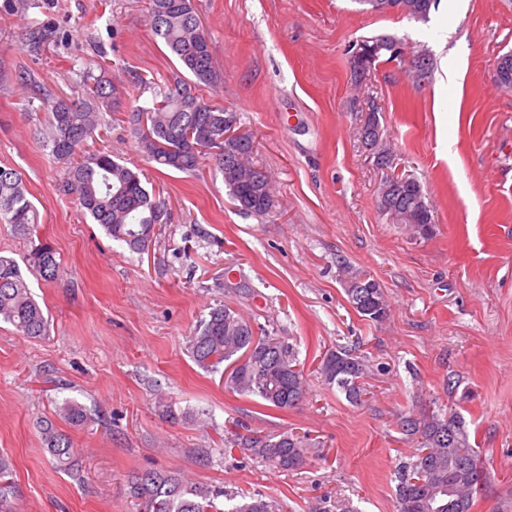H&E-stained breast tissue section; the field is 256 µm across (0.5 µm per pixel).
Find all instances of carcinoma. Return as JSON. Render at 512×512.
Wrapping results in <instances>:
<instances>
[{
  "label": "carcinoma",
  "instance_id": "carcinoma-1",
  "mask_svg": "<svg viewBox=\"0 0 512 512\" xmlns=\"http://www.w3.org/2000/svg\"><path fill=\"white\" fill-rule=\"evenodd\" d=\"M365 10L397 12L416 22H427L428 0H358ZM145 22L175 56L178 67L169 76L146 78L131 75L126 82L109 81L86 69L81 98L71 100L50 91L42 93L48 112L46 147L52 157L67 164L63 191L75 197L82 215L100 225L112 240L135 253L147 250L155 226L167 222L166 199L149 192L145 174L139 168L119 163L109 150L87 149L100 124L102 111L117 112L121 98L141 97L139 90L151 91L146 105L126 113L123 122L147 160L166 170L196 171L210 160L223 178L230 197L240 211L270 217L276 205L265 175L254 168V140L244 133L228 144L224 118L238 122L237 113L203 98L198 84L216 79L209 42L201 28L192 0H149ZM148 117L142 125L141 115ZM385 215L394 224L414 220L411 231L421 237L432 233L434 218L426 194L417 181L403 185L393 196ZM0 224L27 243L23 259L27 269L45 280L59 274L53 247L37 235L36 209L27 195L18 171L0 166ZM345 293L351 306L373 322L384 320L389 305L379 284L370 276L340 267ZM8 323L28 338L49 332L48 318L32 296L20 265L0 256V323ZM254 347L250 361L233 370L224 387L241 396H254L262 405L278 410L295 407L305 398L303 367L296 346L269 333H256L242 314L219 304L198 321L188 337V350L195 363L208 372L235 360L240 351ZM317 373L328 385L336 386L346 399L364 395L361 379L368 376L367 356L354 349L338 347L322 356ZM55 415L77 427L92 420V409L66 399L56 406ZM401 429L417 443L414 459L397 472L396 499L399 512H450L448 503L463 499L471 512L474 494L485 475L480 456L470 443L465 418L454 410L411 413L401 418ZM44 447L58 466L79 471L78 449L71 438L50 420L41 421ZM227 448H242L261 463L294 471L306 463L307 449L314 447L306 435L288 431L277 436L235 433L224 441ZM128 497L137 512H280L279 504L256 494L240 501L221 487L200 485L179 472L145 469L128 478ZM14 488L13 472L7 458L0 457V505L6 506Z\"/></svg>",
  "mask_w": 512,
  "mask_h": 512
}]
</instances>
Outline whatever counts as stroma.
<instances>
[{"mask_svg":"<svg viewBox=\"0 0 512 512\" xmlns=\"http://www.w3.org/2000/svg\"><path fill=\"white\" fill-rule=\"evenodd\" d=\"M146 3L0 0V165L21 173L38 235L61 263L55 280L26 276L49 314L48 336L0 323V454L13 464V512H135L126 482L149 468L257 491L283 512H336L344 501L354 512H398L395 472L416 451L399 418L434 404L464 416L481 454L486 481L472 512H512V93L492 79L512 51V0H439L425 23L363 11L358 0H193L218 75L199 91L255 138L276 214L242 213L210 162L191 174L147 168L107 112L93 145L146 168L168 202L167 224L138 254L61 192L64 164L43 145L47 114L19 74L72 99L89 61L109 78L169 74L176 60L145 25ZM41 26L56 39L36 48L28 35ZM378 35L407 55L426 52L428 78L385 61L355 73V44ZM455 56L451 83L443 66ZM371 107L392 152L386 168L362 143ZM396 175L421 184L432 235L410 237L379 210L380 187ZM342 264L380 284L382 322L349 304ZM219 303L296 345L302 403L265 407L194 363L186 338ZM339 346L369 360L361 403L317 373L321 354ZM66 398L96 409L94 421L67 430L81 450L77 478L55 468L39 433ZM162 398L212 419L172 420ZM241 425L306 432L321 445L282 471L225 448Z\"/></svg>","mask_w":512,"mask_h":512,"instance_id":"obj_1","label":"stroma"}]
</instances>
